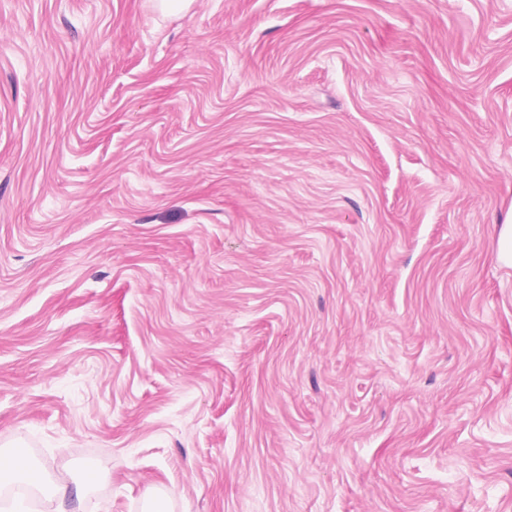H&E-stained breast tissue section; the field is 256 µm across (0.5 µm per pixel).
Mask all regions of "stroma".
<instances>
[{"mask_svg": "<svg viewBox=\"0 0 512 512\" xmlns=\"http://www.w3.org/2000/svg\"><path fill=\"white\" fill-rule=\"evenodd\" d=\"M512 0H0V454L80 512H512ZM497 261L504 266L512 267V217L498 228ZM37 488L44 489L51 498L55 499L57 512H77L71 510L73 499L78 498L79 495V489L73 480L65 476H56L42 481Z\"/></svg>", "mask_w": 512, "mask_h": 512, "instance_id": "35a3bbf8", "label": "stroma"}]
</instances>
